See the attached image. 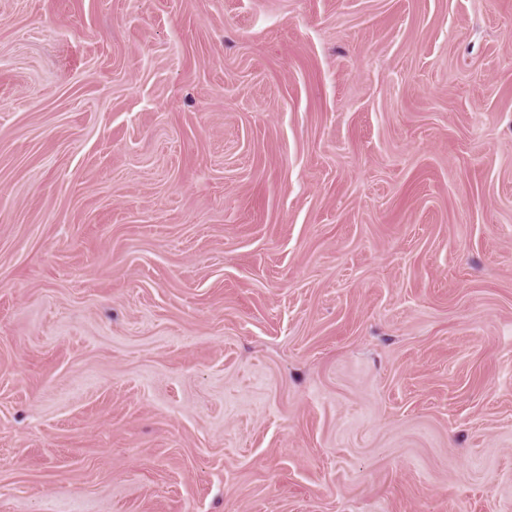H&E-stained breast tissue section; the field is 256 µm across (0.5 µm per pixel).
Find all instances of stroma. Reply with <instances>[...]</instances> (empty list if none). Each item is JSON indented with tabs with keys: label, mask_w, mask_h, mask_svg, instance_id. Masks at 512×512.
<instances>
[{
	"label": "stroma",
	"mask_w": 512,
	"mask_h": 512,
	"mask_svg": "<svg viewBox=\"0 0 512 512\" xmlns=\"http://www.w3.org/2000/svg\"><path fill=\"white\" fill-rule=\"evenodd\" d=\"M0 512H512V0H0Z\"/></svg>",
	"instance_id": "stroma-1"
}]
</instances>
